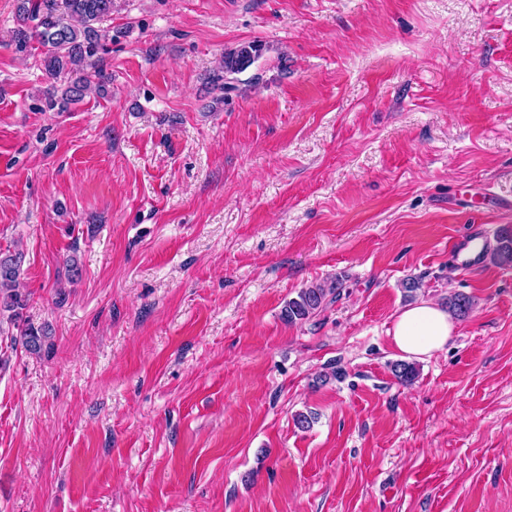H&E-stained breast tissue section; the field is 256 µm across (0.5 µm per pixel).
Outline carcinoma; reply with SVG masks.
<instances>
[{
  "label": "carcinoma",
  "instance_id": "obj_1",
  "mask_svg": "<svg viewBox=\"0 0 512 512\" xmlns=\"http://www.w3.org/2000/svg\"><path fill=\"white\" fill-rule=\"evenodd\" d=\"M113 4L114 0H18L17 48L24 51L29 41L35 40L47 48L44 66L51 78L75 75L60 97L49 101L50 108L63 111L83 99L89 91H103L102 70L91 62L101 38L94 24L112 13ZM262 52V45L257 43L241 44L226 51L224 74L245 72ZM492 258L501 266H512L511 229L506 228L500 233ZM22 262V253L8 249L0 251V314L9 313L8 319L16 329L10 343L18 342L27 351L39 353L48 339L46 330L20 320V310L26 306V298L17 288ZM341 287L343 282L338 278L328 288L312 285L301 289L286 303L284 317L290 322L309 318L324 306L327 296ZM473 305L472 298L463 293L448 298V312L458 320L468 317ZM393 374L401 383L410 385L417 377V369L411 363L397 362L393 365Z\"/></svg>",
  "mask_w": 512,
  "mask_h": 512
}]
</instances>
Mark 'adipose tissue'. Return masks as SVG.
Returning a JSON list of instances; mask_svg holds the SVG:
<instances>
[{
	"instance_id": "1",
	"label": "adipose tissue",
	"mask_w": 512,
	"mask_h": 512,
	"mask_svg": "<svg viewBox=\"0 0 512 512\" xmlns=\"http://www.w3.org/2000/svg\"><path fill=\"white\" fill-rule=\"evenodd\" d=\"M454 329L455 322L445 309L434 301L423 300L397 314L392 341L404 356L422 359L444 348Z\"/></svg>"
}]
</instances>
